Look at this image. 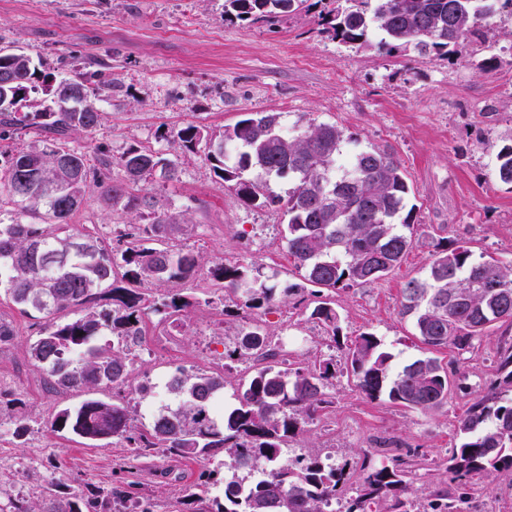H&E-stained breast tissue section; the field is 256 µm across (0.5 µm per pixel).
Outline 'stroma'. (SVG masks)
Instances as JSON below:
<instances>
[{
    "label": "stroma",
    "instance_id": "obj_1",
    "mask_svg": "<svg viewBox=\"0 0 512 512\" xmlns=\"http://www.w3.org/2000/svg\"><path fill=\"white\" fill-rule=\"evenodd\" d=\"M321 9L320 0H308L305 11L277 24L229 23L224 0H0V37L52 70L67 71L75 59L102 60L122 78L96 130L72 136L85 151L102 145L117 157L132 144L155 148L158 130L191 123L222 131L248 112L281 113L289 127L308 119L333 123L359 147L390 148L416 205L415 246L382 280L336 291L332 300L344 335L376 333L401 364L422 352L411 320L400 314L401 290L424 275L437 242L462 240L475 255L512 265V187L496 176V155L512 142V21H497L489 43L501 64L484 71L477 46L454 63L346 46L320 32ZM153 192L190 218L195 231L178 245L201 256L203 266L243 263L259 268L268 283L297 282L285 217L243 205L200 156L183 155L179 181L155 183ZM130 220L103 208L92 191L70 225L111 242ZM0 319L16 330L0 344V399L19 402L15 414L0 416V512L15 498L42 512L50 498H90L130 481L139 485L142 512H194L188 494L221 495L222 482L202 483L201 474L221 469L223 454L192 461L147 449L136 456L120 439L93 448L52 432L56 412L83 396L45 388L29 353L43 314L23 312L1 296ZM263 319L274 335L299 339L291 364L329 355L327 336L305 307L286 301ZM241 325L220 305L202 302L186 329L150 327L129 377L131 404L146 413L171 402L167 382L176 368L220 371ZM510 342L512 325L499 323L469 351L441 350L463 388L429 412L369 401L338 370L329 388L333 405L305 423L290 446L348 462L355 480L368 456L445 461L467 394L486 390L497 351Z\"/></svg>",
    "mask_w": 512,
    "mask_h": 512
}]
</instances>
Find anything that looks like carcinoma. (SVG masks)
<instances>
[{
  "instance_id": "cac0c4a2",
  "label": "carcinoma",
  "mask_w": 512,
  "mask_h": 512,
  "mask_svg": "<svg viewBox=\"0 0 512 512\" xmlns=\"http://www.w3.org/2000/svg\"><path fill=\"white\" fill-rule=\"evenodd\" d=\"M307 0H224V20L277 19L305 9ZM498 0H329L322 32L350 45H377L388 54L413 52L433 59H460L465 44L484 45L499 18ZM123 87L112 68L68 73L44 69L12 42H0V131L44 133L38 146L0 152V285L23 311L50 316L30 356L53 389L86 393L80 405L60 409L51 424L105 446L113 438L142 450L203 458L224 452V468L253 472L224 478V500L194 493L196 512H327L344 494L346 467H329L316 454L284 459L288 440L302 424L329 408L327 388L336 377L333 358L303 367L253 370L237 390L236 403L220 406L226 378L217 372L178 373L170 384L174 403L164 404L146 429L134 430L137 409L123 398L95 397L98 388L126 384L133 365L131 342L145 335L150 315L182 322L192 298L167 291L151 299L140 285H167L196 278L200 256L176 247L190 229L182 211L160 205L151 186L179 180V157L129 146L119 157L94 158L70 145L72 134L90 133L102 120L99 103ZM159 138L181 153L199 154L216 182L246 206L272 207L288 216L285 241L300 282L268 285L244 265L222 261L207 280L236 315L268 309L290 295L315 297L310 319L320 324L343 355L345 370L371 401L383 397L405 409L427 412L448 403V366L433 356L445 348L465 351L495 324H512V265L473 258L460 241L439 243L421 278L402 289L401 315L411 319L425 354L392 364L373 332L343 336L340 318L324 292L374 283L398 267L415 244V205L405 171L387 148L343 156L351 136L334 123L307 122L282 130L279 112H249L216 132L205 126L164 129ZM497 176L512 186V144L497 153ZM118 170L112 177V169ZM288 178L284 195L271 181ZM112 210L139 217L118 231L114 248L92 233H75L69 219L91 186ZM10 214L9 222L1 216ZM73 312L77 317L59 320ZM101 336L112 341L98 343ZM271 346V335L252 323L237 332L224 358L249 361ZM458 443L448 454L445 478L423 510L409 499L407 462L364 460L362 482L345 498L343 512H464L473 480L512 472V344L498 353L495 378L458 418ZM135 483L96 498L50 499L44 512H112L137 503Z\"/></svg>"
}]
</instances>
